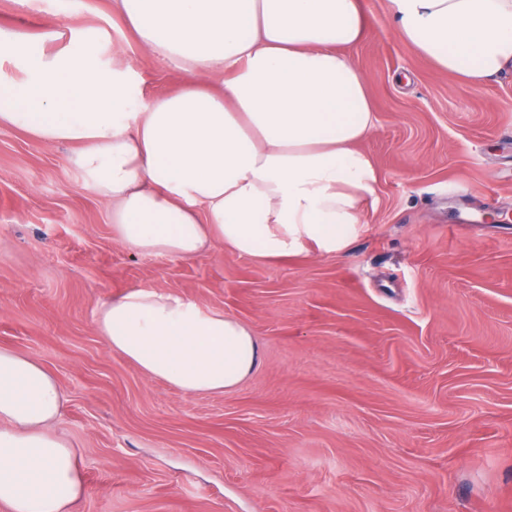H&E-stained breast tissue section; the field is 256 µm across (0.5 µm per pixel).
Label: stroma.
<instances>
[{
    "label": "stroma",
    "mask_w": 512,
    "mask_h": 512,
    "mask_svg": "<svg viewBox=\"0 0 512 512\" xmlns=\"http://www.w3.org/2000/svg\"><path fill=\"white\" fill-rule=\"evenodd\" d=\"M369 8L346 54L369 80L378 202L335 254L133 253L70 146L0 127V347L67 396L74 512H512V68L469 87L399 38L389 0ZM90 26L146 95L178 89L112 0H0L21 41ZM130 288L246 322L259 367L217 395L144 377L93 326Z\"/></svg>",
    "instance_id": "stroma-1"
}]
</instances>
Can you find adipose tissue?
Masks as SVG:
<instances>
[{"label":"adipose tissue","mask_w":512,"mask_h":512,"mask_svg":"<svg viewBox=\"0 0 512 512\" xmlns=\"http://www.w3.org/2000/svg\"><path fill=\"white\" fill-rule=\"evenodd\" d=\"M401 37L472 87L512 67V0H389ZM142 51L186 76L146 96L94 27L47 33L29 53L0 29V127L70 145L84 188L112 208L128 250L194 260L221 246L279 259L342 251L377 200L362 147L369 84L345 50L367 31L365 0H112ZM107 347L190 396L234 391L258 366L249 326L165 289L102 304ZM52 373L0 347V505L72 512L77 451L54 426Z\"/></svg>","instance_id":"ef3b65f1"}]
</instances>
